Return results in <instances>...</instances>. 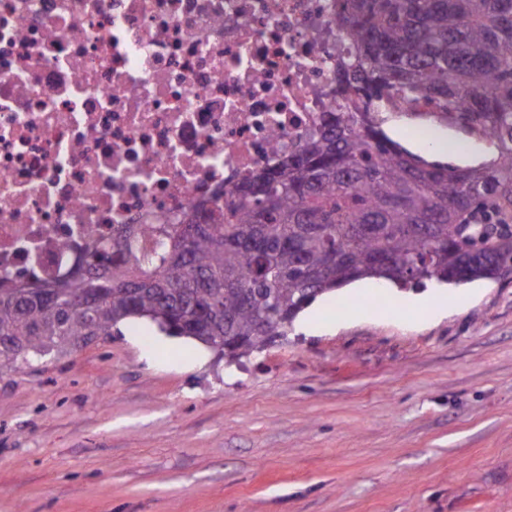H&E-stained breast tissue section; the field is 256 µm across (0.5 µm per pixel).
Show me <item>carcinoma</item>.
I'll list each match as a JSON object with an SVG mask.
<instances>
[{
  "mask_svg": "<svg viewBox=\"0 0 512 512\" xmlns=\"http://www.w3.org/2000/svg\"><path fill=\"white\" fill-rule=\"evenodd\" d=\"M341 86L402 91L496 151L480 168L389 139L392 113L329 112L302 147L185 224L96 240L75 280L0 278V373L147 318L225 356L263 350L318 296L365 278L422 286L512 273V0H338ZM485 219L476 241L468 225Z\"/></svg>",
  "mask_w": 512,
  "mask_h": 512,
  "instance_id": "carcinoma-1",
  "label": "carcinoma"
}]
</instances>
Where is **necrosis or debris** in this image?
Returning <instances> with one entry per match:
<instances>
[{
  "label": "necrosis or debris",
  "mask_w": 512,
  "mask_h": 512,
  "mask_svg": "<svg viewBox=\"0 0 512 512\" xmlns=\"http://www.w3.org/2000/svg\"><path fill=\"white\" fill-rule=\"evenodd\" d=\"M336 0H0V275L77 278L123 224H177L297 150L342 90Z\"/></svg>",
  "instance_id": "1"
}]
</instances>
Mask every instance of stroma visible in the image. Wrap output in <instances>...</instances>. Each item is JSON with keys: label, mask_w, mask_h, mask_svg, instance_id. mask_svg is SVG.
Listing matches in <instances>:
<instances>
[{"label": "stroma", "mask_w": 512, "mask_h": 512, "mask_svg": "<svg viewBox=\"0 0 512 512\" xmlns=\"http://www.w3.org/2000/svg\"><path fill=\"white\" fill-rule=\"evenodd\" d=\"M367 280L230 365L146 320L0 374V512H512V276Z\"/></svg>", "instance_id": "35a3bbf8"}]
</instances>
